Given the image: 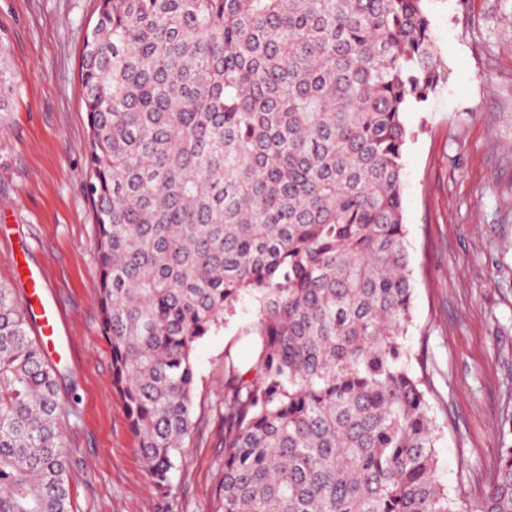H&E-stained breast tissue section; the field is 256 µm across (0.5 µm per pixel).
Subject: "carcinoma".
<instances>
[{
	"instance_id": "cac0c4a2",
	"label": "carcinoma",
	"mask_w": 512,
	"mask_h": 512,
	"mask_svg": "<svg viewBox=\"0 0 512 512\" xmlns=\"http://www.w3.org/2000/svg\"><path fill=\"white\" fill-rule=\"evenodd\" d=\"M425 0H101L84 36L100 332L157 494L193 428L197 342L224 364L214 512H463L410 368L403 114L446 79ZM0 285V512H72L56 370ZM475 512H512V446Z\"/></svg>"
}]
</instances>
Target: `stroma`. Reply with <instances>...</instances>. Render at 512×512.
Returning <instances> with one entry per match:
<instances>
[{
	"label": "stroma",
	"instance_id": "stroma-1",
	"mask_svg": "<svg viewBox=\"0 0 512 512\" xmlns=\"http://www.w3.org/2000/svg\"><path fill=\"white\" fill-rule=\"evenodd\" d=\"M100 0H0V68L14 92L0 112V283L44 277L62 312L49 349L72 413L65 426L74 512H213L224 478V362L249 367L254 302L200 340L193 435L155 494L112 386L99 329L93 202L79 76ZM447 74L406 113L403 218L412 269L410 367L426 373L451 496L473 512L489 492L512 417V0H426Z\"/></svg>",
	"mask_w": 512,
	"mask_h": 512
}]
</instances>
